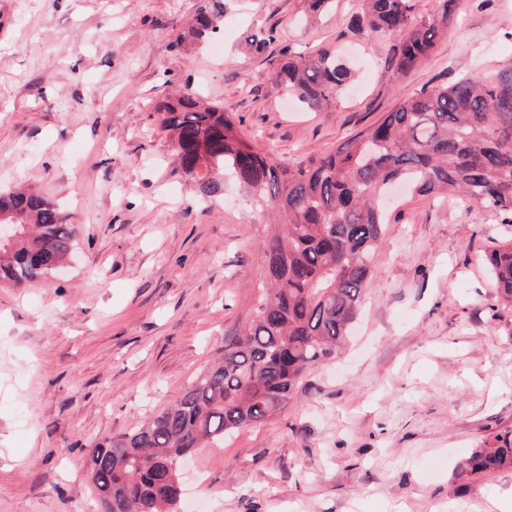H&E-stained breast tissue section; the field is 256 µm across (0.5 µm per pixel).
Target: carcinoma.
I'll list each match as a JSON object with an SVG mask.
<instances>
[{"label":"carcinoma","mask_w":512,"mask_h":512,"mask_svg":"<svg viewBox=\"0 0 512 512\" xmlns=\"http://www.w3.org/2000/svg\"><path fill=\"white\" fill-rule=\"evenodd\" d=\"M414 7L415 0H355L357 37L406 33L396 75L440 36L438 20L417 19ZM222 17L223 0H207L175 45L217 33ZM271 76L278 91L315 109L334 101L352 73L322 49L282 54ZM155 112L200 197H220L229 172L276 228L262 243L261 299L222 354L146 423L89 448L103 512H177L186 452L265 421L288 404L308 369L335 357L373 274L386 232L379 199L388 188L410 183L423 196L480 205L512 224V65L422 90L336 150L291 162L254 151L223 107L192 90L160 101ZM0 224L15 225L13 238L0 241V283L31 287L74 252L78 226L40 195L0 189ZM487 261L500 304L512 309V239L498 242ZM503 471L512 472V432H492L456 478L469 483Z\"/></svg>","instance_id":"obj_1"}]
</instances>
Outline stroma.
Returning a JSON list of instances; mask_svg holds the SVG:
<instances>
[{
	"label": "stroma",
	"instance_id": "stroma-1",
	"mask_svg": "<svg viewBox=\"0 0 512 512\" xmlns=\"http://www.w3.org/2000/svg\"><path fill=\"white\" fill-rule=\"evenodd\" d=\"M200 0H0V187L80 225L60 276L0 286V512H102L93 440L176 401L258 305L268 226L225 180L199 200L156 102L199 91L242 138L292 161L336 149L404 98L512 64V0H416L447 24L393 76L401 35L364 44L352 0H224L213 40L175 46ZM321 49L353 80L309 109L278 94L251 36ZM362 313L336 358L264 423L197 449L180 512H512V473L453 476L488 430L512 431V311L485 254L512 235L490 210L402 187Z\"/></svg>",
	"mask_w": 512,
	"mask_h": 512
}]
</instances>
